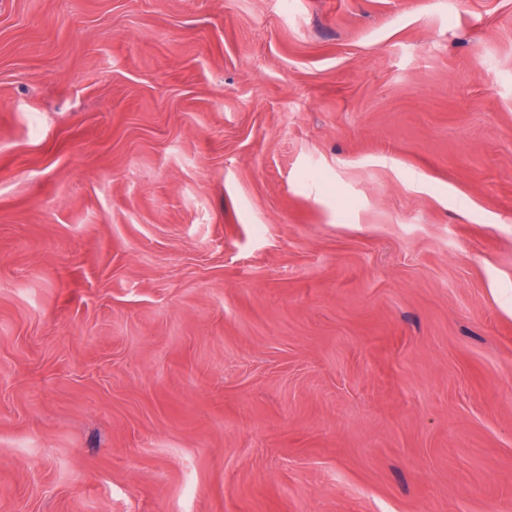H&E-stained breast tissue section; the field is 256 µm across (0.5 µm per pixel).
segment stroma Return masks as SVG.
Instances as JSON below:
<instances>
[{
  "label": "stroma",
  "mask_w": 512,
  "mask_h": 512,
  "mask_svg": "<svg viewBox=\"0 0 512 512\" xmlns=\"http://www.w3.org/2000/svg\"><path fill=\"white\" fill-rule=\"evenodd\" d=\"M0 512H512V0H0Z\"/></svg>",
  "instance_id": "stroma-1"
}]
</instances>
